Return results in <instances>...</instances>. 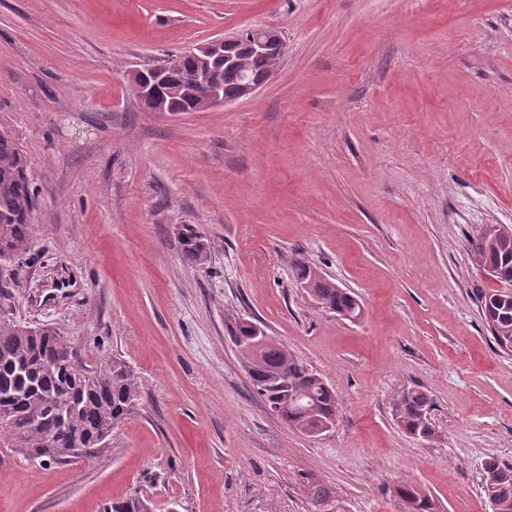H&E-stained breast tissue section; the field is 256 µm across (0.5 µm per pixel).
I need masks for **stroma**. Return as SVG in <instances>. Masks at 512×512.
Masks as SVG:
<instances>
[{"mask_svg":"<svg viewBox=\"0 0 512 512\" xmlns=\"http://www.w3.org/2000/svg\"><path fill=\"white\" fill-rule=\"evenodd\" d=\"M254 27L288 45L276 76L208 112H148L127 71ZM28 159L30 246L0 268V316L57 328L79 363L120 357L140 400L110 442L44 463L0 438V512H492L483 464L512 465V353L470 254L512 227V0H0V131ZM196 226L205 265L183 262ZM303 259L351 292L317 305ZM334 388L309 437L254 391L234 318ZM421 387L432 440L393 419ZM182 258L193 266L204 265L209 256V245L207 240L190 225L180 229ZM294 267L300 284L308 286L305 290L322 308L345 320L358 319L362 308L351 293L343 288H337L336 283L328 278L314 276L315 266L303 259L295 260ZM394 493L405 506L412 509L410 512H433L436 509L432 498L411 481L398 483ZM100 512H153V505L147 498L129 495L106 502Z\"/></svg>","mask_w":512,"mask_h":512,"instance_id":"1","label":"stroma"}]
</instances>
